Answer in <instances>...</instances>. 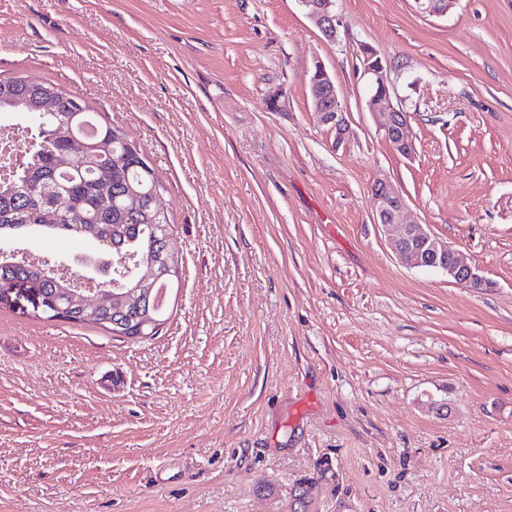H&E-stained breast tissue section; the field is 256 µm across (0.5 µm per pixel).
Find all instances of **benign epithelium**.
Here are the masks:
<instances>
[{
	"mask_svg": "<svg viewBox=\"0 0 512 512\" xmlns=\"http://www.w3.org/2000/svg\"><path fill=\"white\" fill-rule=\"evenodd\" d=\"M308 15L322 35L331 41L336 40L339 21L334 11V0H301ZM455 0H414L418 11L435 17H442L454 5ZM365 74L373 90L368 106L371 112L382 114L385 121L379 126L384 140L401 156L411 158L416 153L415 141L406 133L408 115L392 101L389 87L388 62L378 57L371 46L363 45L361 50ZM314 76L310 82V95L320 124L334 132L335 145H341L350 137L351 127L346 112L339 102V95L333 78L321 62L314 64ZM375 203V223L387 232L395 231L394 250L400 262L408 267L440 268L449 278L469 288L480 290L488 287L463 257L437 236L428 232L421 224H407L400 221L405 208L401 192L387 179H378L372 187ZM79 270L73 273L78 285L89 281L96 285L95 292L111 300L112 288L131 277L134 268L126 257H116L100 261L95 256L76 260ZM29 288L36 297L35 309L45 311L46 302L40 289L23 282H15L0 289V302L11 300L10 294L18 288Z\"/></svg>",
	"mask_w": 512,
	"mask_h": 512,
	"instance_id": "7a95c632",
	"label": "benign epithelium"
}]
</instances>
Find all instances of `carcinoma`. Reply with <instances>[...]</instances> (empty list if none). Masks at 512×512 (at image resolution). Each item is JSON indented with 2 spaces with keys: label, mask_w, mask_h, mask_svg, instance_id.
Returning <instances> with one entry per match:
<instances>
[{
  "label": "carcinoma",
  "mask_w": 512,
  "mask_h": 512,
  "mask_svg": "<svg viewBox=\"0 0 512 512\" xmlns=\"http://www.w3.org/2000/svg\"><path fill=\"white\" fill-rule=\"evenodd\" d=\"M3 112L26 117L36 135L25 143L21 165L0 178V236H77L106 254H131L139 267L126 287L112 290L110 307L94 312L83 309V292L45 263L0 261V286L28 282L70 308L66 322L95 324L109 334L117 312L137 320L148 315L162 325L167 311L152 312L147 287H172L159 274L182 265L183 257L163 250L173 229L152 203L160 182L147 157L124 131L101 122L84 101L52 82L0 79Z\"/></svg>",
  "instance_id": "carcinoma-1"
}]
</instances>
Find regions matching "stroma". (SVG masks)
I'll list each match as a JSON object with an SVG mask.
<instances>
[{"label":"stroma","instance_id":"35a3bbf8","mask_svg":"<svg viewBox=\"0 0 512 512\" xmlns=\"http://www.w3.org/2000/svg\"><path fill=\"white\" fill-rule=\"evenodd\" d=\"M336 15L332 43L300 0H0V78L122 128L184 259L139 341L0 304V512H512V0ZM362 42L413 158L368 108ZM379 178L488 289L399 262ZM19 247L68 268L90 245ZM314 76L310 82V95L320 124L334 132L335 146L338 147L350 137L351 127L346 112L339 101V95L333 78L321 62L314 64ZM335 99L336 105L330 100Z\"/></svg>","mask_w":512,"mask_h":512}]
</instances>
